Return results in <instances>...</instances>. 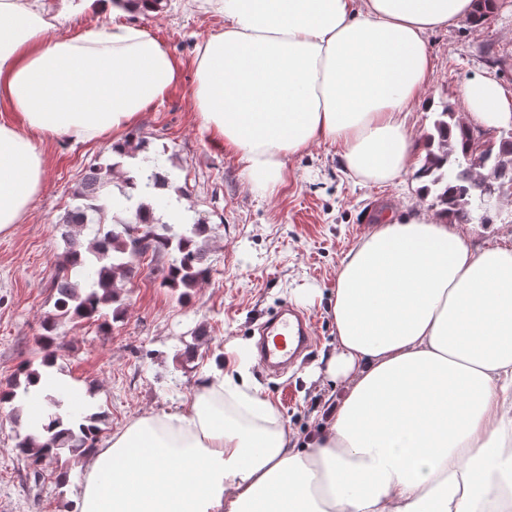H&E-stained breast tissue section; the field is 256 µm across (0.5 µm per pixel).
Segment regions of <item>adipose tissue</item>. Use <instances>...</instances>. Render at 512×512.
<instances>
[{"mask_svg":"<svg viewBox=\"0 0 512 512\" xmlns=\"http://www.w3.org/2000/svg\"><path fill=\"white\" fill-rule=\"evenodd\" d=\"M109 29L54 32L48 0H0V234L42 188L36 138L120 140L178 67L94 0ZM224 30L196 48L192 100L266 197L286 161L335 145L356 184L400 181L423 161L410 121L432 72L428 35L473 0H214ZM465 124L512 125L495 74L463 86ZM326 376L344 385L307 443L249 372L208 366L191 402L103 437L78 512H484L512 491V249L474 248L425 210L383 215L342 258Z\"/></svg>","mask_w":512,"mask_h":512,"instance_id":"ef3b65f1","label":"adipose tissue"}]
</instances>
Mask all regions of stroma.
Here are the masks:
<instances>
[{
	"label": "stroma",
	"mask_w": 512,
	"mask_h": 512,
	"mask_svg": "<svg viewBox=\"0 0 512 512\" xmlns=\"http://www.w3.org/2000/svg\"><path fill=\"white\" fill-rule=\"evenodd\" d=\"M482 26L464 20L430 34L433 71L421 104L412 114L414 129L426 134L437 112L451 106L464 112L462 87L474 73L490 70L512 91V0ZM59 35L74 37L92 27H110L87 0H52ZM179 65V79L162 102L139 114L133 125L148 142L147 157L159 158L186 186L180 211L205 220L210 278L190 300L162 287L150 258L137 262L120 285L123 314L109 334L85 323L58 328L61 349L50 372L71 386L91 391L84 413L107 412L104 432L123 428L147 413L181 410L201 380L203 369L223 356L225 372L238 363L232 347L255 346L259 319L280 306L307 311L314 328L312 352L288 371L272 375L251 363L253 380L277 405L282 420L300 440L321 423L329 396L340 386L327 381L326 362L336 341L330 300L343 252L375 222L379 212L430 207L420 183L405 175L397 185H356L346 179L327 144L311 146L286 165L283 183L265 198L254 196L236 156L212 137L192 104L196 47L224 28V16L206 0H164L161 12L137 15ZM111 135L89 142L44 137L45 173L41 192L21 224L0 236V390L8 389L24 367H39L45 317L54 311L49 288L65 244L54 229L89 166L111 155ZM470 243L512 247V197L502 199L493 224L462 227ZM205 330L206 340L193 334ZM192 359H184L189 344ZM24 421L0 407V512H75L76 456L62 453L65 483L35 479L15 452Z\"/></svg>",
	"instance_id": "obj_1"
}]
</instances>
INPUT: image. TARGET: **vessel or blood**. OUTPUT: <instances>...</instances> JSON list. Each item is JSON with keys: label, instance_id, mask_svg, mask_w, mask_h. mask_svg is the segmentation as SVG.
Masks as SVG:
<instances>
[{"label": "vessel or blood", "instance_id": "1", "mask_svg": "<svg viewBox=\"0 0 512 512\" xmlns=\"http://www.w3.org/2000/svg\"><path fill=\"white\" fill-rule=\"evenodd\" d=\"M259 336V359L269 368L294 363L313 346L309 319L289 306L263 321Z\"/></svg>", "mask_w": 512, "mask_h": 512}]
</instances>
